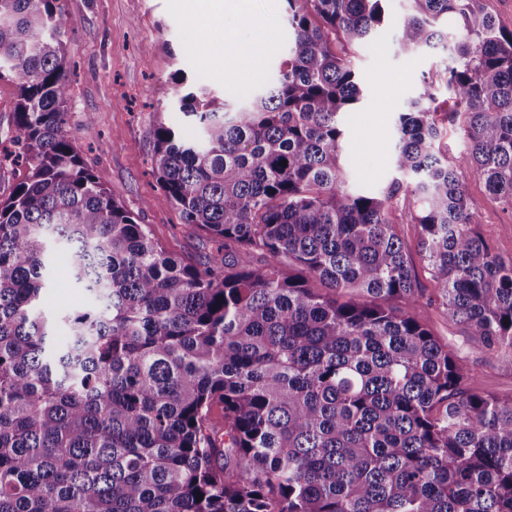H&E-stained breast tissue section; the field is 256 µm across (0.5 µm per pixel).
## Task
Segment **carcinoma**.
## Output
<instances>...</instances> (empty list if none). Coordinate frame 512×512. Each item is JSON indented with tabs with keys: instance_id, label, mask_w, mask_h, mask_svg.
<instances>
[{
	"instance_id": "carcinoma-1",
	"label": "carcinoma",
	"mask_w": 512,
	"mask_h": 512,
	"mask_svg": "<svg viewBox=\"0 0 512 512\" xmlns=\"http://www.w3.org/2000/svg\"><path fill=\"white\" fill-rule=\"evenodd\" d=\"M387 2L287 0L271 87L233 107L203 88L180 97L195 139L157 121V182L217 244L191 265L64 131L60 0H0V80L15 84L4 159L26 166L0 199V512H512V398L468 387L459 354L395 305L421 296L400 235L413 224L429 303L484 352L512 354V258L477 230L458 172L512 218V30L483 0H408L398 44L450 52L446 117L466 152L436 149L426 81L398 116L392 164L408 180L353 193L350 51L386 28ZM55 251L88 308L43 310Z\"/></svg>"
}]
</instances>
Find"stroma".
Here are the masks:
<instances>
[{
  "label": "stroma",
  "mask_w": 512,
  "mask_h": 512,
  "mask_svg": "<svg viewBox=\"0 0 512 512\" xmlns=\"http://www.w3.org/2000/svg\"><path fill=\"white\" fill-rule=\"evenodd\" d=\"M62 4L71 17L64 37L72 89L68 137L97 180L147 225L173 258L205 262L211 250L208 238L184 227L152 172L156 120L165 117L179 124L184 137L195 136L194 124L174 106L179 74L230 102L245 100L268 85L291 36L286 0H228L220 16L192 11L188 0H62ZM405 8V0H391L389 26L351 52L363 89L361 101L343 116V155L353 191L377 190L394 177L390 157L397 143L398 115L418 97L425 79L436 78L438 99L448 96L445 83L437 79L450 63L448 53L439 49L408 53L396 41ZM262 36L269 47L256 63L244 62L235 72H225V62L236 58L235 53L225 52L226 40L241 45ZM89 114L95 119L90 131L83 126ZM461 179L471 208L482 218V234L503 258L512 257V226L506 215L469 171H462ZM404 234L424 297L415 308L417 318L438 340L459 350L471 387L511 398L512 357L481 352L463 327L427 304L435 284L422 270L414 225H405ZM67 269V257H57L54 285L42 297L46 310L72 311L88 305L85 293L68 287Z\"/></svg>",
  "instance_id": "1"
}]
</instances>
